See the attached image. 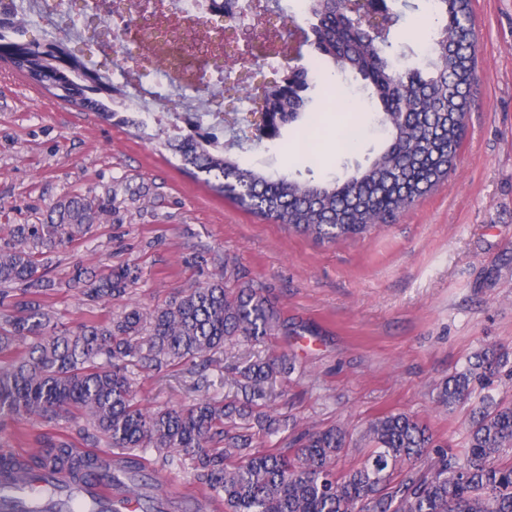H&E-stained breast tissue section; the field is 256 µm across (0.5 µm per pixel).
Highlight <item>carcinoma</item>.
Returning a JSON list of instances; mask_svg holds the SVG:
<instances>
[{"label": "carcinoma", "mask_w": 512, "mask_h": 512, "mask_svg": "<svg viewBox=\"0 0 512 512\" xmlns=\"http://www.w3.org/2000/svg\"><path fill=\"white\" fill-rule=\"evenodd\" d=\"M472 0H433L437 33L426 67H399L389 58L391 29L372 37L342 25L344 5L308 0L316 20L315 48L353 71L372 90L387 132L369 166L323 183L274 176L246 165L214 132L176 136L162 127L150 135L179 157L181 168L205 175L215 192L266 220L336 243L361 236L410 209L448 178L465 131V107L475 68ZM61 42L34 46L0 29V61L56 97L145 133L147 123L111 109L115 88L88 83L81 65L65 67ZM291 92L273 111L288 123H309ZM106 207L82 196L59 202L44 224L0 225V426L8 419L63 420L87 450L62 436H44L28 456L0 454V476L38 477L43 491L20 499L16 512H119L111 502L63 491L56 474L67 471L85 484L116 480L93 449L102 445L127 459L126 470L144 468L151 453L170 469L185 459L194 482L224 501V512H512V402L492 394L491 377L512 378V361L486 350L438 388L445 407L468 399L474 386L486 394L473 411L465 448L437 443L426 426L405 413L382 415L362 431L373 445L359 466L336 469L347 432L305 429L290 448H263L260 439L280 433L283 420L267 411L274 384L295 371L288 353L244 357L225 367L232 399L201 397L188 406L154 411L141 407L134 390L139 372L180 366L200 373L216 363L227 343H260L281 326V313L263 289L219 272L198 288L153 309L126 306L105 320L90 317L60 330L46 298L60 283L50 276L49 255L87 235ZM138 279L129 265L96 273L77 266L68 290L89 305L119 299Z\"/></svg>", "instance_id": "obj_1"}]
</instances>
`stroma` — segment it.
<instances>
[{
	"mask_svg": "<svg viewBox=\"0 0 512 512\" xmlns=\"http://www.w3.org/2000/svg\"><path fill=\"white\" fill-rule=\"evenodd\" d=\"M279 44L300 47V65L315 53L302 41L310 22L301 0H263ZM400 13L391 41L401 64L424 57L421 22L428 0H384ZM479 37L467 134L447 181L420 198L391 224L336 244L283 228L248 213L183 171L155 140L139 139L103 117L80 110L0 63V225L42 224L51 208L81 195L104 202L108 217L86 237L51 255V274L67 280L76 265L97 270L130 265L138 280L124 299L82 305L60 289L47 300L59 323L72 327L88 315L121 311L124 303L152 308L178 292L205 284L221 267L240 270L269 290L285 323L261 344L226 347L223 367L206 382L171 369L137 378L148 408L188 405L205 395L230 394L224 366L238 355L281 351L296 370L276 385L271 405L287 427L271 440L287 447L303 429L347 428L352 437L336 460L338 470L360 465L356 436L367 422L407 413L434 438L460 449L471 423L467 403L444 410L437 387L474 354L494 348L512 354V0H472ZM222 97L231 117L243 93L259 94L278 81L272 66L246 64ZM368 90L352 73L334 87L306 93V109L322 118L313 150L281 127L284 151L246 146L241 159L268 171L322 181L366 165L382 136L372 112H347L345 99L367 102ZM360 130L353 151L340 149L336 132ZM42 435L84 441L67 424L21 420L0 432L12 452L36 451ZM192 469L159 471L152 494L164 512H224L221 502L192 485Z\"/></svg>",
	"mask_w": 512,
	"mask_h": 512,
	"instance_id": "35a3bbf8",
	"label": "stroma"
}]
</instances>
